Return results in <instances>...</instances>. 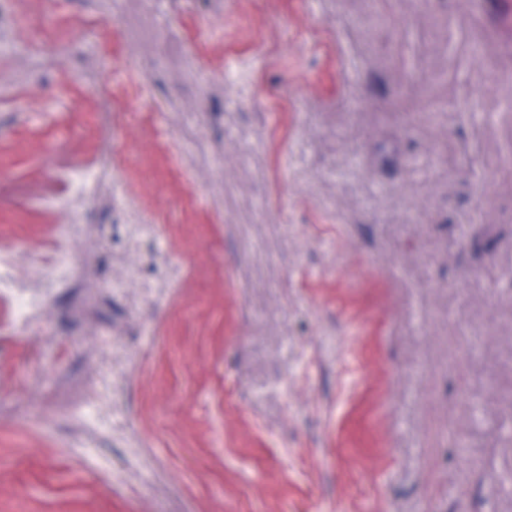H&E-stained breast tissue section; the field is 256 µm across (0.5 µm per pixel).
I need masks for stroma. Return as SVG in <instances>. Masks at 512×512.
I'll use <instances>...</instances> for the list:
<instances>
[{
  "label": "stroma",
  "mask_w": 512,
  "mask_h": 512,
  "mask_svg": "<svg viewBox=\"0 0 512 512\" xmlns=\"http://www.w3.org/2000/svg\"><path fill=\"white\" fill-rule=\"evenodd\" d=\"M510 94L512 0H0V512H512Z\"/></svg>",
  "instance_id": "stroma-1"
}]
</instances>
